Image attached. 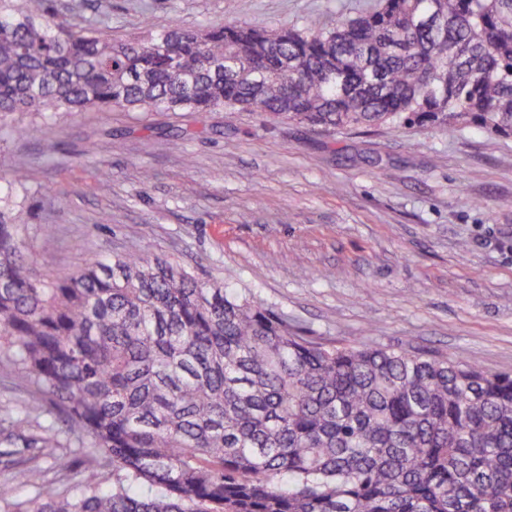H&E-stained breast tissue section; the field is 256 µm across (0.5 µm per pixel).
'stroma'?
<instances>
[{
	"instance_id": "1",
	"label": "stroma",
	"mask_w": 512,
	"mask_h": 512,
	"mask_svg": "<svg viewBox=\"0 0 512 512\" xmlns=\"http://www.w3.org/2000/svg\"><path fill=\"white\" fill-rule=\"evenodd\" d=\"M376 0H57L113 38L171 22L331 24ZM31 169L29 250L44 271L143 250L254 293L343 344L512 373V138L473 127L321 131L255 112L88 110L0 128V172ZM111 224L97 226L100 211ZM53 225L46 236L42 228ZM44 398L0 353V406Z\"/></svg>"
}]
</instances>
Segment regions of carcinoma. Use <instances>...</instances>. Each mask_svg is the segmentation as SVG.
Returning <instances> with one entry per match:
<instances>
[{
	"instance_id": "carcinoma-1",
	"label": "carcinoma",
	"mask_w": 512,
	"mask_h": 512,
	"mask_svg": "<svg viewBox=\"0 0 512 512\" xmlns=\"http://www.w3.org/2000/svg\"><path fill=\"white\" fill-rule=\"evenodd\" d=\"M127 107L331 131L512 137V0H378L316 28L173 24L114 40L0 0V123ZM0 179V348L49 401L0 411V457L63 448L79 493L4 512H512V375L316 339L252 293L147 253L42 272ZM112 466V486L101 471ZM42 488L46 470L16 467Z\"/></svg>"
}]
</instances>
